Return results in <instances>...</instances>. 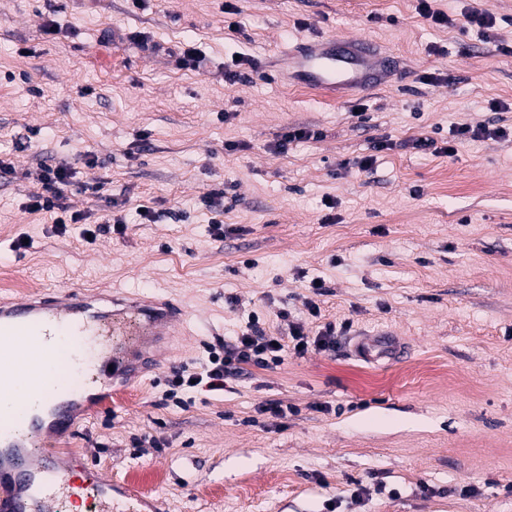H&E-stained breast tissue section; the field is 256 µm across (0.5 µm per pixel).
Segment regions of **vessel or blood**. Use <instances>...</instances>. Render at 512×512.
Returning a JSON list of instances; mask_svg holds the SVG:
<instances>
[{
  "label": "vessel or blood",
  "instance_id": "vessel-or-blood-1",
  "mask_svg": "<svg viewBox=\"0 0 512 512\" xmlns=\"http://www.w3.org/2000/svg\"><path fill=\"white\" fill-rule=\"evenodd\" d=\"M390 56L365 39L320 36L289 52L288 65L298 84L322 92L368 88L390 68ZM183 306L155 294H112L80 287L53 286L25 299H0V398L27 388L51 400L48 418L29 422L0 418V512H64L87 501L93 512H152L147 499L128 482L82 464L73 484L70 468L58 465L55 449L31 457L16 428L58 439L79 430L82 418L66 397L68 377L43 368L50 356L65 355L73 372L90 369L106 378L134 379L145 348L183 321ZM388 336H366L356 346L369 361L395 354Z\"/></svg>",
  "mask_w": 512,
  "mask_h": 512
}]
</instances>
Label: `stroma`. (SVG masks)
I'll list each match as a JSON object with an SVG mask.
<instances>
[{
	"mask_svg": "<svg viewBox=\"0 0 512 512\" xmlns=\"http://www.w3.org/2000/svg\"><path fill=\"white\" fill-rule=\"evenodd\" d=\"M432 6L491 14L495 40L429 25L417 0H0V159L15 168L0 176V275L11 296L156 291L187 310L161 366L56 441L69 464L126 479L160 512H327L331 500L336 512H512V136L449 134L512 129V56L501 51L512 0ZM110 28L124 40L103 42ZM319 35L370 40L393 67L353 94L296 86L282 52ZM179 44L203 66L170 60ZM238 54L247 63L233 82ZM292 127L315 136L275 151ZM421 132L454 153L406 148ZM45 165L74 172L72 209L94 217L119 204L125 233L90 241L56 232L54 213H29ZM99 182L102 198L89 191ZM216 192L221 240L207 205ZM20 238L27 247L14 249ZM252 314L271 336L344 319L352 329L334 349L245 366L224 391L166 400L172 367L202 371L207 345ZM363 336L394 337L399 352L362 360ZM269 401L294 412L259 413Z\"/></svg>",
	"mask_w": 512,
	"mask_h": 512,
	"instance_id": "1",
	"label": "stroma"
}]
</instances>
